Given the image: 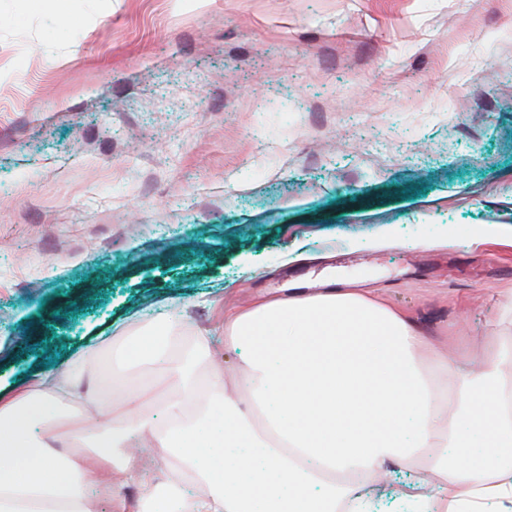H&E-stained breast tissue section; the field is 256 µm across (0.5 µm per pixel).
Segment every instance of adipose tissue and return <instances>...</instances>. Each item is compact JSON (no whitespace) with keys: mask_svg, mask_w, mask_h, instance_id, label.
<instances>
[{"mask_svg":"<svg viewBox=\"0 0 512 512\" xmlns=\"http://www.w3.org/2000/svg\"><path fill=\"white\" fill-rule=\"evenodd\" d=\"M163 333L131 366L97 339L66 367L0 390V512H90L123 484L146 512L163 501L172 512H341L354 499L370 510L396 463L418 476L403 503L512 512V337L473 361L351 277L226 309L224 347L242 361L233 388L210 337L182 342L174 318ZM438 376L457 383L456 407ZM161 383L177 394L164 425L146 405ZM206 427L226 447L218 479L186 445ZM476 442L485 454L449 465V449Z\"/></svg>","mask_w":512,"mask_h":512,"instance_id":"adipose-tissue-1","label":"adipose tissue"}]
</instances>
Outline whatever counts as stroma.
Wrapping results in <instances>:
<instances>
[{"mask_svg": "<svg viewBox=\"0 0 512 512\" xmlns=\"http://www.w3.org/2000/svg\"><path fill=\"white\" fill-rule=\"evenodd\" d=\"M488 224L512 0H0L1 388L174 306L223 342L329 266L481 356L512 287Z\"/></svg>", "mask_w": 512, "mask_h": 512, "instance_id": "1", "label": "stroma"}]
</instances>
